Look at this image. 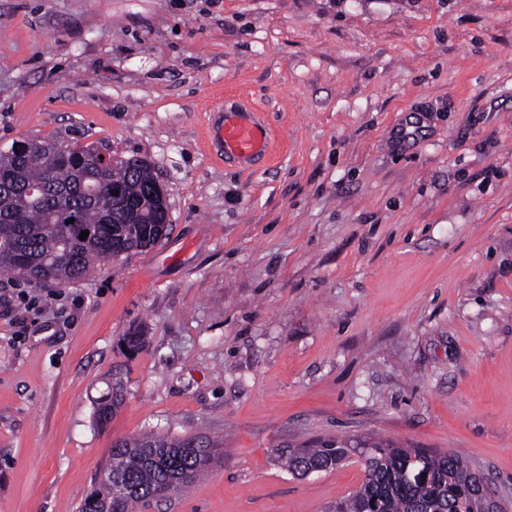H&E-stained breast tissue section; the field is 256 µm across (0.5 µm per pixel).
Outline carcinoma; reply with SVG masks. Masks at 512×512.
Instances as JSON below:
<instances>
[{
	"label": "carcinoma",
	"instance_id": "1",
	"mask_svg": "<svg viewBox=\"0 0 512 512\" xmlns=\"http://www.w3.org/2000/svg\"><path fill=\"white\" fill-rule=\"evenodd\" d=\"M91 144L34 140L22 152H0V272L27 281L83 279L112 258L156 245L168 220L149 196L157 187L150 164L141 159L100 158ZM74 210L93 229L82 240L63 223ZM23 251L29 262L13 261ZM123 404V388L98 402L96 419L105 424ZM216 449L207 437L172 438L149 433L112 446L109 466L81 504L80 512L105 507L134 512L137 505L165 497L172 480L187 487L206 472ZM363 459L360 486L331 512H507L490 504L475 470L458 452L414 448L374 437L324 440L302 448L277 449L276 462L294 476Z\"/></svg>",
	"mask_w": 512,
	"mask_h": 512
}]
</instances>
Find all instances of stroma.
I'll return each mask as SVG.
<instances>
[{
	"label": "stroma",
	"mask_w": 512,
	"mask_h": 512,
	"mask_svg": "<svg viewBox=\"0 0 512 512\" xmlns=\"http://www.w3.org/2000/svg\"><path fill=\"white\" fill-rule=\"evenodd\" d=\"M219 102L267 152L217 153ZM23 139L146 160L170 226L68 284L0 272V512H78L150 431L221 454L139 512H327L362 461L274 451L366 434L512 505V0H0ZM123 388L115 383L112 387V395L106 396L98 402L96 407V419L100 424H106L119 411L123 404Z\"/></svg>",
	"instance_id": "1"
}]
</instances>
